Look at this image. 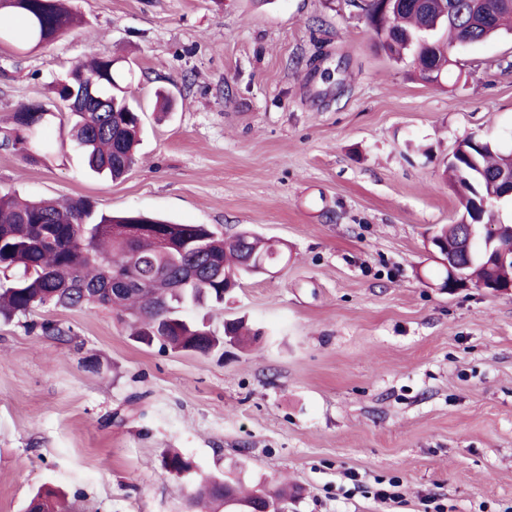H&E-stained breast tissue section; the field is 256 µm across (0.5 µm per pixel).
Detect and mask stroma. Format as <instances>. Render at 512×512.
<instances>
[{"instance_id":"stroma-1","label":"stroma","mask_w":512,"mask_h":512,"mask_svg":"<svg viewBox=\"0 0 512 512\" xmlns=\"http://www.w3.org/2000/svg\"><path fill=\"white\" fill-rule=\"evenodd\" d=\"M70 7L68 35L0 44V134L98 53L141 104L139 162L92 174L62 113L46 158L0 147V189L248 227L287 261L216 316L260 331L220 358L136 343L104 308L0 323V512L45 486L74 512H187L173 450L197 475L288 479V512H512V292L442 288L426 249L457 218L443 176L457 144L512 134V39L454 49L431 85L380 50L353 0ZM160 90L178 101L163 117ZM47 320L66 336L31 330ZM392 481L398 499L380 503Z\"/></svg>"}]
</instances>
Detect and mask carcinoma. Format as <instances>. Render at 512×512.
<instances>
[{
    "label": "carcinoma",
    "instance_id": "carcinoma-1",
    "mask_svg": "<svg viewBox=\"0 0 512 512\" xmlns=\"http://www.w3.org/2000/svg\"><path fill=\"white\" fill-rule=\"evenodd\" d=\"M492 23L474 18L473 30L449 20L435 23L440 0L426 8L370 0L363 6L368 26L380 49L398 61L409 54L424 72L447 73L453 65L452 46L468 35L480 44L512 32V0H485ZM77 17L67 0H0V42L17 41L35 50L74 29ZM115 60L94 56L75 65L52 92L63 100L83 98L70 113L71 142L86 156L89 168L117 179L136 164V145L142 130V112L132 103ZM51 113L40 104L22 105L11 117V127L0 146L24 159L43 151L40 131ZM512 170V160L500 155L490 141L470 136L455 148L446 174L458 198L460 217L481 232L494 214L476 205L499 194L492 176ZM438 254L459 252V225L440 226L432 235ZM279 259L278 252L251 231L232 237L202 224H175L141 214H97L90 202L75 199L65 205L31 200L0 191V316L9 320L47 305L83 308L84 293L98 295L99 306L128 318L131 336L143 343L150 337L162 348L209 355L224 342L243 343L248 333L240 321L224 322L218 331L209 321L193 320L187 309L202 303L224 305L225 294L242 280L260 274L263 265ZM472 285L487 280L512 281V261L476 260L459 269ZM131 278L129 293L112 299V280ZM164 465L179 474H191V463L181 454L169 455ZM288 488L270 484L257 494H246L241 479L216 475L200 477L189 498L191 512L212 504L224 512H255L268 503L288 500ZM28 512H58L56 492L40 490Z\"/></svg>",
    "mask_w": 512,
    "mask_h": 512
}]
</instances>
